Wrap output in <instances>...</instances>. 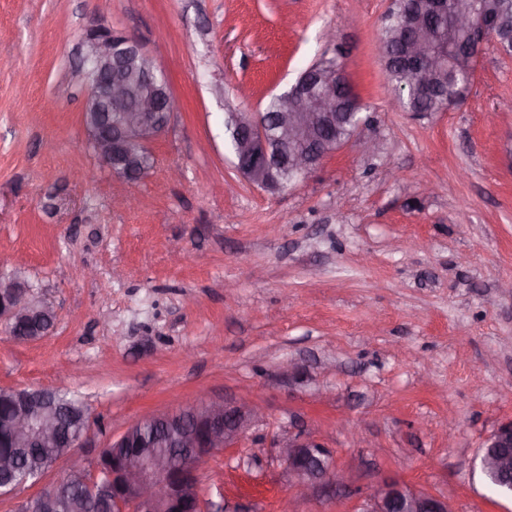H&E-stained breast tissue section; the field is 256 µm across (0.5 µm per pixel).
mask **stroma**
Instances as JSON below:
<instances>
[{
  "mask_svg": "<svg viewBox=\"0 0 512 512\" xmlns=\"http://www.w3.org/2000/svg\"><path fill=\"white\" fill-rule=\"evenodd\" d=\"M389 5L0 0V276L57 309L35 342L0 321V389L63 384L90 413L84 444L0 495V512L136 421L224 398L263 416L201 461L208 512H280L287 496L293 512H354L385 480L450 512H512L478 465L512 420V57L485 43L460 103L402 111L378 52ZM100 23L135 39L181 103L134 182L103 165L84 123L79 44ZM329 58L378 151L347 143L275 192L242 180L225 113L264 110ZM298 418L354 495L290 489L272 443Z\"/></svg>",
  "mask_w": 512,
  "mask_h": 512,
  "instance_id": "35a3bbf8",
  "label": "stroma"
}]
</instances>
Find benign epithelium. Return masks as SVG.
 Returning <instances> with one entry per match:
<instances>
[{"mask_svg": "<svg viewBox=\"0 0 512 512\" xmlns=\"http://www.w3.org/2000/svg\"><path fill=\"white\" fill-rule=\"evenodd\" d=\"M471 6L458 4L454 22L470 33L466 50L481 49L489 29L471 23ZM443 12L442 0L414 13L404 24L408 37L403 60L413 72L430 75L442 64L430 46L433 20ZM81 61L87 79L84 122L90 144L102 163L130 181L142 177L151 164L150 144L165 129L179 107L164 73L133 39L95 25L81 40ZM278 112H237L240 135L234 143L238 172L246 171L250 183L275 190L276 169L285 167L299 180L318 167L323 157L343 147L318 136L336 126V107L343 102L352 110L361 102L348 89L343 68L303 71L295 84L277 95ZM35 316H56L54 303L15 278L0 281V320L15 324ZM259 415L254 406L212 399L170 413L145 417L132 424L112 449L137 448L112 469V486L121 493L112 499V512H171L182 498H195V512H204L199 494L198 464L215 448H236ZM59 416L50 411L47 394L39 389L17 391L13 412L0 418V471L15 469L14 449L32 438L46 448L60 441ZM481 473L488 476L512 471V421L499 425L483 442ZM288 472L290 487L321 497L352 485L351 476L336 469L330 451L303 428H288L275 444ZM102 467L74 465L63 480L32 496L23 505L29 512L48 506L71 487L100 491ZM356 512H448V502L432 494L412 492L395 481H384L362 496Z\"/></svg>", "mask_w": 512, "mask_h": 512, "instance_id": "1", "label": "benign epithelium"}]
</instances>
